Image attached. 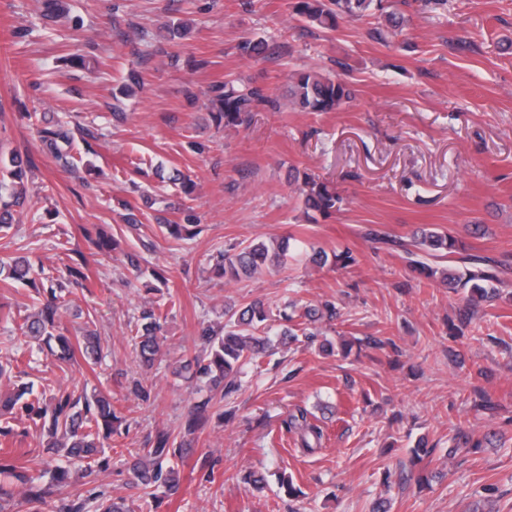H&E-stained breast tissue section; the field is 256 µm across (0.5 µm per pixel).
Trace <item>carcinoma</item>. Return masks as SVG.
<instances>
[{
	"mask_svg": "<svg viewBox=\"0 0 512 512\" xmlns=\"http://www.w3.org/2000/svg\"><path fill=\"white\" fill-rule=\"evenodd\" d=\"M383 0H296L294 12L307 24L322 28L336 27L343 18L363 17L380 12L381 28L374 31L375 38L385 40V35L395 36L401 26L398 11L386 12ZM191 23L178 19L165 25L163 39L178 43L190 34ZM241 54L248 58L260 59L270 53V45L264 40H244L239 45ZM144 81L140 72L130 68L118 88L121 97H130L135 91L143 89ZM211 115L217 126L236 129L242 126L251 113L271 103L262 89L249 85H237L232 81L215 82L206 91ZM351 98L347 84L340 78L317 71H299L291 76L289 86V103L298 112H335ZM41 142L46 150L56 159L68 166L72 162V138L70 131L60 125L55 129L42 130ZM30 160L20 155H13L8 160L0 159V234L11 228L14 216L12 208L23 207L27 198L25 186L26 169ZM298 191L308 210L327 213L336 207L339 197L336 191L326 184L306 176ZM393 246L401 248L406 254L407 267L410 271L425 276L427 279L438 278L450 288H464L468 294L464 298L459 312V321L464 324L482 302H491L499 297L496 284L501 282L497 266H489L483 258L471 261L473 268L461 273L446 266L441 269L431 266L424 257L445 259L456 253L459 241L449 233L435 228L421 230L413 236L407 245L397 239H387ZM289 248V240L276 244L265 242L251 243L240 248L232 255H224V264L217 273L231 279L251 278L269 267L284 264ZM87 264L83 254L67 267L69 282L84 286L88 279ZM19 284L32 281L35 274L33 264L24 256L0 259V275ZM63 289L61 284L47 288V299L37 312L28 316L20 326L26 340L0 351V384L12 381L15 369L22 364V358L32 350L25 348L28 340H43L46 344L56 342L57 347L50 349L51 355L62 363H76L83 360L86 364L96 363L100 351V340L88 331L74 338L57 331V313L61 307ZM224 333L219 334L210 328L201 331L200 339L205 356L193 358L195 374L208 380L213 387L224 386V395L228 396L237 389L236 380L244 367L256 361L270 345V312L266 304L255 299L241 310L224 311ZM336 305L326 302L319 307H308L302 315L303 322L286 311L278 314L279 320L287 327L277 333L279 341L284 343L297 337V331H306L307 325L322 319L332 321L338 318ZM165 316L150 307L142 311L137 323L135 335L141 363L151 367L157 360L161 346L165 341L162 336ZM25 396L32 397L26 408L36 412L40 429L45 433L46 447L54 450L56 464L51 470L52 486L61 490L68 485L70 467L77 462L93 460L101 453V439L112 436L113 425L122 422V417L112 405L111 399L101 393H85L78 396L72 393L46 395L34 389V383L22 382L16 391L3 397L0 406L12 409ZM287 431L297 434L301 447L313 452L321 445L322 429L308 422V413L302 408L288 414L285 421ZM182 446L175 445L171 435L160 432L155 436L152 446L142 448L131 455L129 469L137 485L144 490L164 489L172 497L181 490V475L174 459L181 456ZM0 475L8 482L0 484V512H5L13 498V486L26 488L31 503L43 502V492L35 489V477L29 475L23 467L17 465L11 453L0 456Z\"/></svg>",
	"mask_w": 512,
	"mask_h": 512,
	"instance_id": "obj_1",
	"label": "carcinoma"
}]
</instances>
